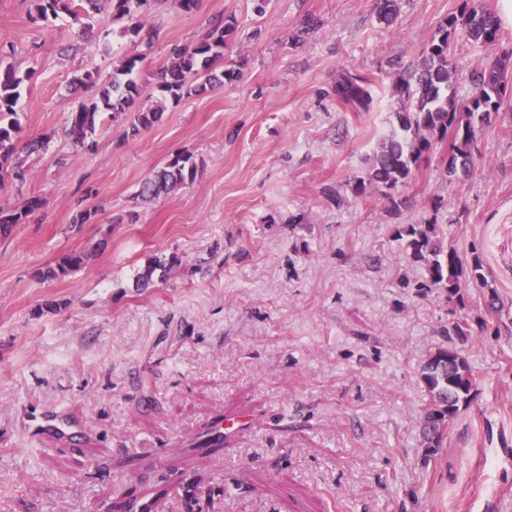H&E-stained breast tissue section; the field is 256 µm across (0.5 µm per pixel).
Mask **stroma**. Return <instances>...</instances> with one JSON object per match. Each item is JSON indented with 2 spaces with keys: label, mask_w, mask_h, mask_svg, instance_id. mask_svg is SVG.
Here are the masks:
<instances>
[{
  "label": "stroma",
  "mask_w": 512,
  "mask_h": 512,
  "mask_svg": "<svg viewBox=\"0 0 512 512\" xmlns=\"http://www.w3.org/2000/svg\"><path fill=\"white\" fill-rule=\"evenodd\" d=\"M200 0L187 14L152 8L159 38L134 41L110 10L84 40L66 19L32 20L29 0H0L7 63L26 75L19 148L36 138L25 180L0 183V206L40 210L0 240V512H187L161 474L188 478L197 512H494L512 507V109L483 126L467 175L447 178L446 145L408 182L399 216L359 195L381 142L397 131L393 84L463 0ZM318 25L303 31L305 18ZM234 25L220 63L238 78L180 101L157 88L172 45L210 21ZM144 53L135 111L76 151L69 112L87 98L76 77H112L118 55ZM512 52V27L450 50L457 101L469 75ZM366 79L370 111L340 102L336 77ZM162 116L135 138L136 110ZM187 151L193 183L151 201L142 180ZM439 224L483 281L457 298L427 287L400 224ZM87 253L68 276L41 279ZM177 256L148 289L137 276ZM56 302L45 310L46 302ZM474 375L439 448L422 420L421 368L446 331ZM69 411L87 429L67 452L32 445L31 408ZM162 464L161 472L147 467ZM85 264V255L82 253H72L63 256L57 264L48 267L43 273L46 278H58L60 276L69 275L71 272L79 269Z\"/></svg>",
  "instance_id": "35a3bbf8"
}]
</instances>
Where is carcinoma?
<instances>
[{
	"label": "carcinoma",
	"instance_id": "carcinoma-1",
	"mask_svg": "<svg viewBox=\"0 0 512 512\" xmlns=\"http://www.w3.org/2000/svg\"><path fill=\"white\" fill-rule=\"evenodd\" d=\"M149 0H31L34 19L46 20L48 16L65 14L71 27L83 33L90 21L105 7L112 9L116 20L128 21L125 31L142 36L146 47L153 46L159 32L149 25L143 9ZM474 43L483 46L497 41L496 16L487 8L484 0H464L461 16L451 15L438 27L435 37L423 49L421 57L396 79L393 89L400 103L396 119L400 132L384 141L374 156L368 181H360L357 192L365 193L374 188L389 199L390 212L398 214L402 200H397L392 191L404 185L413 171L420 166L425 155L434 146L452 139L451 151L446 162L448 177L456 176L458 168H466L471 162V145L482 127L509 104L512 108V93H507L505 74L512 67V54L497 58L493 64L481 67L471 74L474 93L467 103L456 100L452 92V67L449 53L459 28ZM233 24L219 21L208 28L206 35L191 47L174 46L170 51V65L158 72V89L174 100L198 87L192 80L201 76L209 82L223 78H235L236 72H215L217 62L224 56ZM139 55L118 57L113 68L112 82L100 87L97 95L80 103L69 113L68 135L83 150L91 151L96 146L93 136L97 126L104 121L106 113L118 120L144 95V88L135 79ZM23 78L11 66L0 70V181L8 176L24 177V159L17 154L14 139L19 130L16 120L19 91ZM336 96L357 112H368L373 98L367 80L349 73L336 79ZM161 112L150 108L137 114L126 130V137H135L140 131L160 119ZM198 164L193 154L181 152L164 166L145 178L139 196L156 199L168 195L179 187L195 180ZM43 201L38 196L26 199L13 210L0 207V237H7L13 228L23 223L28 215L39 210ZM397 236L405 241L409 256L419 262L425 272L428 286L442 288L452 297L458 294L464 274L482 278L481 264L473 259L469 267L464 266L457 249L445 243L436 224H405L397 228ZM179 259L173 255L166 261H156L138 276L137 285L146 288L156 271L167 272ZM85 264V255L72 253L63 256L55 266L43 273L46 278L66 276ZM421 378L430 396L424 421L431 425L446 423L448 415H457L460 406L468 404L465 397L470 393L474 376L471 367L455 343L438 348L422 367Z\"/></svg>",
	"mask_w": 512,
	"mask_h": 512
}]
</instances>
